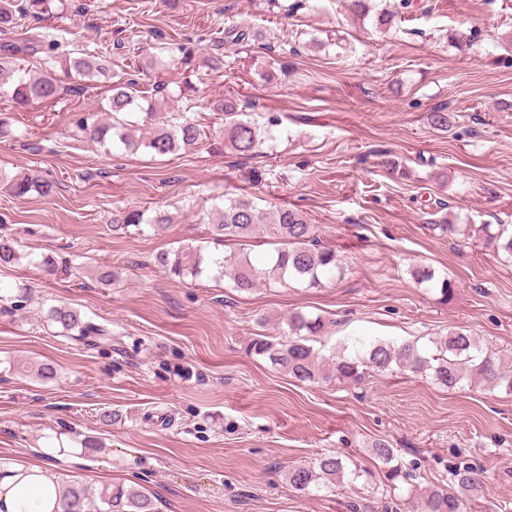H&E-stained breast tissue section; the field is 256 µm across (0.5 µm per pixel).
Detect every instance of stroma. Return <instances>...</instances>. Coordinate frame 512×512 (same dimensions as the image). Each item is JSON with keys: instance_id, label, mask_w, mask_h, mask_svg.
<instances>
[{"instance_id": "1", "label": "stroma", "mask_w": 512, "mask_h": 512, "mask_svg": "<svg viewBox=\"0 0 512 512\" xmlns=\"http://www.w3.org/2000/svg\"><path fill=\"white\" fill-rule=\"evenodd\" d=\"M62 2L24 16V30L66 51H105L116 73L171 59L178 44L196 48L180 111L193 118L231 94L281 123L248 159L225 153L217 123L202 146L155 159L143 147L107 153L73 139V115L97 111L105 95L73 75H59L60 111L0 101L18 132L0 142V168L54 184L20 199L0 187V236L26 253L0 266V289L24 284L31 296L18 311L0 302V458L36 463L42 449L80 448L78 461L59 463L70 479L138 483L159 512H409V487L451 485L468 464L488 476L468 512H512V392L399 372L301 383L248 349L297 310L332 320L329 349L356 339L426 347L459 329L512 348V263L428 226L436 212L512 226V0H371L365 17L345 0ZM383 10L394 14L386 25ZM232 26L251 39L222 48L213 69L211 41ZM438 109L447 130L428 120ZM254 169L265 181H250ZM239 193L305 212L341 256L342 275L250 294L214 270L168 276L160 252L192 243L223 256L210 213ZM132 209H161L172 222L159 236L113 233V213ZM58 255L73 257L78 274L47 275L42 259ZM416 265L448 277V302L412 279ZM104 267L105 284L95 276ZM62 303L111 336L62 335L47 319ZM41 364L52 379L37 378ZM378 438L418 468L414 485L384 493L375 476L303 495L285 479L292 465L336 451L372 467Z\"/></svg>"}]
</instances>
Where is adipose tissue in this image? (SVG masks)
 <instances>
[{
    "instance_id": "adipose-tissue-1",
    "label": "adipose tissue",
    "mask_w": 512,
    "mask_h": 512,
    "mask_svg": "<svg viewBox=\"0 0 512 512\" xmlns=\"http://www.w3.org/2000/svg\"><path fill=\"white\" fill-rule=\"evenodd\" d=\"M62 477L52 462L0 461V512H52Z\"/></svg>"
}]
</instances>
